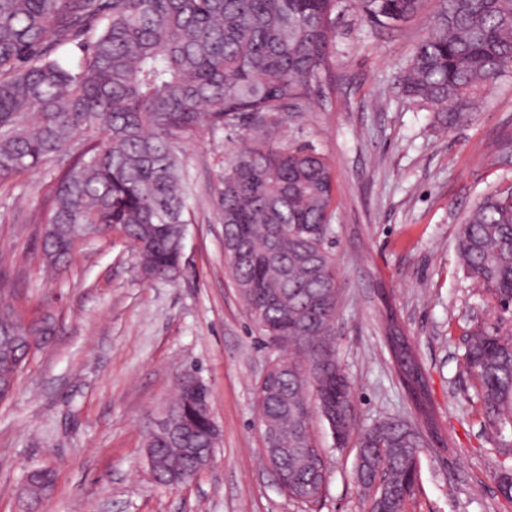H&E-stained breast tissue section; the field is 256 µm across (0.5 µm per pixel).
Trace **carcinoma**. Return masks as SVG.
Listing matches in <instances>:
<instances>
[{"mask_svg": "<svg viewBox=\"0 0 512 512\" xmlns=\"http://www.w3.org/2000/svg\"><path fill=\"white\" fill-rule=\"evenodd\" d=\"M431 30L399 77L402 94L450 130L475 118L473 102L512 77V0H441ZM423 0H0V184L48 163L59 166L42 211L43 259L69 260L79 237L121 230L138 270L176 276L185 238L190 176L183 147L204 130L252 133L224 160L218 218L228 268L247 315L266 344L286 352L279 396L257 390V408L288 449V497L321 501V480L297 448L316 451L314 415L341 444L355 431L351 382L336 359V269L327 250L334 175L309 146L277 140L288 110L308 112L312 92L333 107L327 78L336 38L333 15L350 7L374 28L396 30ZM73 64L59 50L82 35ZM464 273L482 289L496 324L466 333L463 364L502 445L511 446L512 185L476 203L458 232ZM15 358L26 362L46 329L12 307ZM381 333L415 421L385 420L358 442L357 483L368 512H405L417 480V449L439 425L416 348L390 305ZM174 416L183 446L149 435L169 478L188 474L190 448L211 423L177 387ZM512 500V468L495 476Z\"/></svg>", "mask_w": 512, "mask_h": 512, "instance_id": "cac0c4a2", "label": "carcinoma"}]
</instances>
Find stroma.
Wrapping results in <instances>:
<instances>
[{
    "mask_svg": "<svg viewBox=\"0 0 512 512\" xmlns=\"http://www.w3.org/2000/svg\"><path fill=\"white\" fill-rule=\"evenodd\" d=\"M439 9L440 0H426L395 32L349 10L337 14L334 105L285 112L276 136L315 148L334 168L333 336L359 426L412 417L382 342V299L427 374L441 440L419 450L406 512H512L492 479L512 465V447L496 442L462 369V338L486 313L457 261L465 213L512 185V160L490 151L512 132V78L476 101L473 121L437 130L432 113L401 94L397 76ZM239 141L207 131L184 147L193 197L180 272L170 281L143 279L117 229L81 240L67 266L48 265L37 218L52 168L0 186V271L25 320L50 325L0 404V512H26L20 487L28 469L42 467L56 484L39 512H367L356 443L335 447L320 418L311 435L327 460L321 502L291 500L263 461L255 394L275 352L249 323L214 207L224 157ZM186 371L208 387L222 438L209 469L164 487L147 472L146 440Z\"/></svg>",
    "mask_w": 512,
    "mask_h": 512,
    "instance_id": "obj_1",
    "label": "stroma"
}]
</instances>
